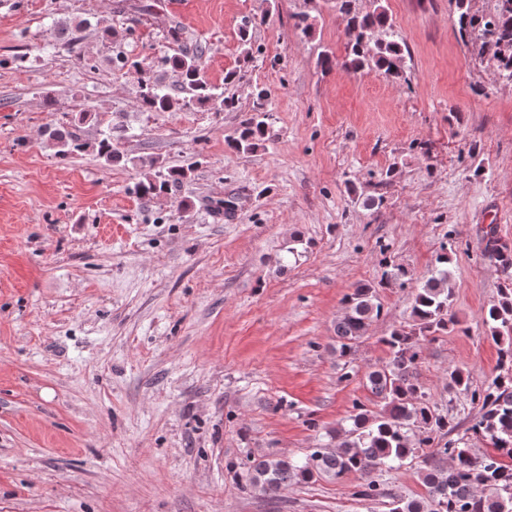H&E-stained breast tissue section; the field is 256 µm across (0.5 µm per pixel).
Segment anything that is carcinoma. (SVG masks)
<instances>
[{
	"instance_id": "1",
	"label": "carcinoma",
	"mask_w": 512,
	"mask_h": 512,
	"mask_svg": "<svg viewBox=\"0 0 512 512\" xmlns=\"http://www.w3.org/2000/svg\"><path fill=\"white\" fill-rule=\"evenodd\" d=\"M495 2L494 11L477 14L470 0H454L457 25L464 37L477 34L499 76L512 81V0ZM336 10L348 18L342 65L353 72L375 68L393 79L403 78L406 46L383 0H372V8L364 13L354 9L353 0H336ZM168 39L178 49L160 58L158 66L177 75L180 97L128 53L119 51L111 57L112 67L140 75L136 95L140 111L170 112L195 102L208 103L217 112L235 108V98L214 92L207 80L203 66L206 47L197 42L186 44L179 28L170 29ZM266 100V90L257 89L254 106L230 138L237 152L252 153L274 138ZM48 139L61 160L89 147L106 164L120 157L112 142L110 121L92 145L65 126L51 129ZM194 166L193 162L160 166L142 177L135 192L141 198L167 194L172 186L191 178ZM483 239L487 257L511 280L512 247L501 242L493 224L484 229ZM448 263V245L444 244L436 254L432 275L415 291L411 327L390 333L385 339L391 353L389 363L366 375V387L377 409L354 403L347 425L328 433L330 441L319 444L303 459L276 455L253 459L240 476L243 486L274 494L292 483L317 478L336 481L355 473L361 475V483L354 495L374 500L385 496L382 473L417 459L425 495L418 500L394 498L388 512H512V285H505L500 299L482 315L491 340L500 346L499 373L480 388L472 387L470 374L463 370L449 373L450 384L470 395L478 406V415L467 431L492 445L496 453L478 456L469 439H445L456 425L416 380L422 342L457 325L450 314L453 287ZM344 304L335 327L336 351L341 357L351 354L382 310L378 292L369 284L354 288Z\"/></svg>"
}]
</instances>
